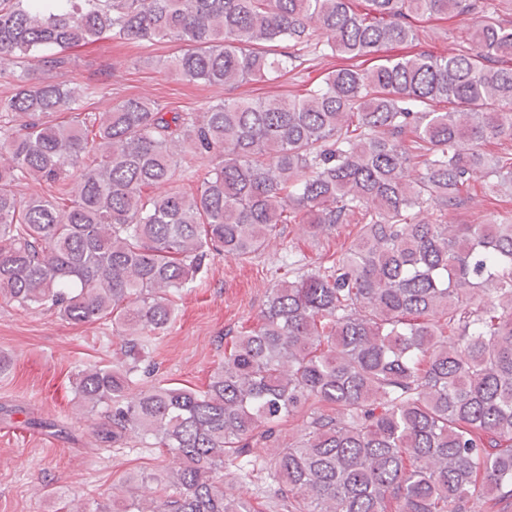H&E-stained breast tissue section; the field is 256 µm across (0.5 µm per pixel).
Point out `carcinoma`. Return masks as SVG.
<instances>
[{
  "mask_svg": "<svg viewBox=\"0 0 512 512\" xmlns=\"http://www.w3.org/2000/svg\"><path fill=\"white\" fill-rule=\"evenodd\" d=\"M457 16L473 46L423 45L420 24ZM105 39L181 42L169 70L230 88L341 60L301 94L204 112L127 98L57 121L93 88L24 75L0 99V299L111 321L120 357L78 372L80 403L98 441L173 458L126 512H259L234 493L252 478L275 484L276 512H508L512 214L448 212L478 169L486 193L512 187V20L489 0H0L1 65L53 71ZM490 139L508 146L487 154ZM187 155L204 167L191 192L175 186ZM31 182L48 193L21 195ZM283 224L359 231L276 277L204 390L140 388L182 290Z\"/></svg>",
  "mask_w": 512,
  "mask_h": 512,
  "instance_id": "carcinoma-1",
  "label": "carcinoma"
}]
</instances>
